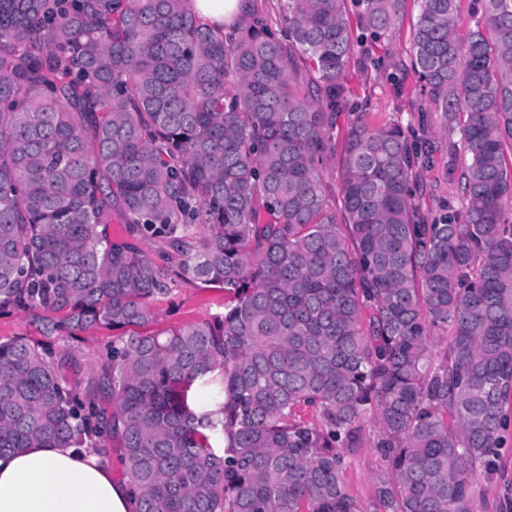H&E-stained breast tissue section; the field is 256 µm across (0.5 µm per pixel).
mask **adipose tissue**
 Instances as JSON below:
<instances>
[{
  "label": "adipose tissue",
  "instance_id": "adipose-tissue-1",
  "mask_svg": "<svg viewBox=\"0 0 512 512\" xmlns=\"http://www.w3.org/2000/svg\"><path fill=\"white\" fill-rule=\"evenodd\" d=\"M101 449L26 448L0 454V512H134Z\"/></svg>",
  "mask_w": 512,
  "mask_h": 512
}]
</instances>
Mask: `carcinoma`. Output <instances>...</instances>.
<instances>
[{"label": "carcinoma", "mask_w": 512, "mask_h": 512, "mask_svg": "<svg viewBox=\"0 0 512 512\" xmlns=\"http://www.w3.org/2000/svg\"><path fill=\"white\" fill-rule=\"evenodd\" d=\"M187 2L0 0V313L43 336L0 339V453L116 439L138 512H363L344 472L371 415L381 512H477L512 426V0L468 31L419 0L411 69L470 157L463 218L429 224L410 131L348 111L351 21L376 44L405 0H284L279 37ZM182 282L224 311L149 330ZM99 327L79 380L51 339ZM347 123V114H341L336 120V131H334V137L336 140V151L333 157L325 163L322 178L324 184L327 186V191L331 192V198L336 199V208L340 207V195H339V184H338V169L342 158L343 148V134L344 128ZM112 330L106 328H98L81 334L78 341L70 340V344L80 349L79 355L82 361L86 363L85 373L91 375L97 370L99 354L102 353L105 345L112 341Z\"/></svg>", "instance_id": "1"}]
</instances>
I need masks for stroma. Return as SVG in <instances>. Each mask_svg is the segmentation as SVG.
Listing matches in <instances>:
<instances>
[{
  "instance_id": "35a3bbf8",
  "label": "stroma",
  "mask_w": 512,
  "mask_h": 512,
  "mask_svg": "<svg viewBox=\"0 0 512 512\" xmlns=\"http://www.w3.org/2000/svg\"><path fill=\"white\" fill-rule=\"evenodd\" d=\"M419 14L417 0H406L405 15L390 49L396 64L388 80L386 73L351 67L349 84L358 102L368 103L376 124L397 121L413 127H427L428 132L419 143L421 155L427 156L429 166L415 187V202L425 220L452 210L461 211L462 199L458 189L461 170L469 162L459 133L442 135L441 112L423 95L410 70L412 44L410 30ZM224 294L216 289H205L185 283L169 297L158 298L152 305L154 329L166 328L207 320L223 311ZM378 429L373 421H366L363 443L350 458L344 474L345 488L350 496L374 512L376 485L385 465L374 442ZM512 493V437L508 438L497 461V471L490 478L479 479L476 485L477 506L480 512H499L505 493Z\"/></svg>"
}]
</instances>
